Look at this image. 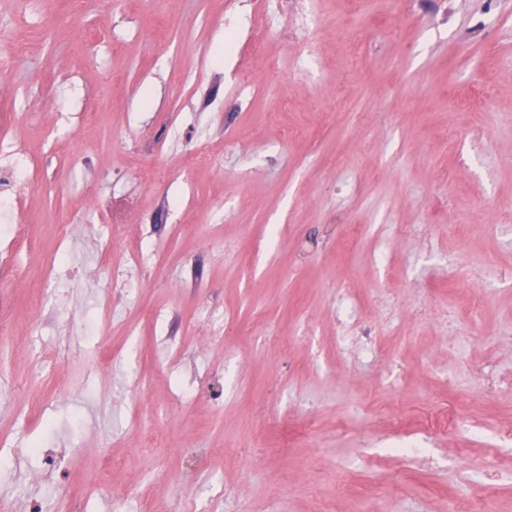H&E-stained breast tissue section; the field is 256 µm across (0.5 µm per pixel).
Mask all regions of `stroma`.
I'll list each match as a JSON object with an SVG mask.
<instances>
[{
	"label": "stroma",
	"instance_id": "obj_1",
	"mask_svg": "<svg viewBox=\"0 0 512 512\" xmlns=\"http://www.w3.org/2000/svg\"><path fill=\"white\" fill-rule=\"evenodd\" d=\"M277 7L282 24L255 50L254 0H91L45 60L7 76L47 105L17 131L56 184L25 195L29 221L51 223L93 191L130 202L131 239L169 243L150 280L129 278L113 298L121 320L108 329L97 310L112 274L95 263L91 226L72 228L62 299L84 351L124 352L110 375H85L81 359L40 367L29 346L0 344V392L17 386L32 414L21 428L0 408V434L44 450L24 475L0 471L16 507L52 459L76 464L55 474L62 489L93 483L111 454L127 461L122 483L177 473L150 512L172 496L194 512H446L491 466L499 512H512V439L500 434L512 424L500 384L512 378V0ZM242 58L274 83L242 85ZM82 107L93 128L72 124L46 148L43 124ZM201 137L219 160L182 185ZM72 152L83 171L69 169ZM485 253L496 265L465 283ZM467 284L484 308L464 335L443 314ZM153 308L165 335L146 319ZM203 308L223 314L224 339ZM353 322L372 351L337 347ZM141 377L148 420L166 428L147 456L125 418ZM180 387L199 401L188 422L165 412ZM448 404L469 428L425 430Z\"/></svg>",
	"mask_w": 512,
	"mask_h": 512
}]
</instances>
